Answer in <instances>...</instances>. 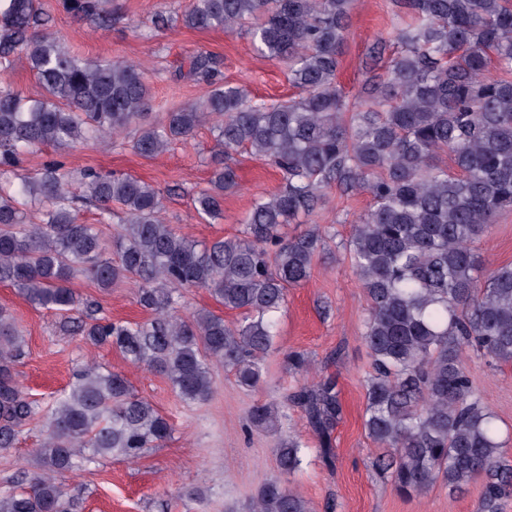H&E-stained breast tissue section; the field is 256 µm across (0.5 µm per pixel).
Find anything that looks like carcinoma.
<instances>
[{
    "label": "carcinoma",
    "instance_id": "1",
    "mask_svg": "<svg viewBox=\"0 0 512 512\" xmlns=\"http://www.w3.org/2000/svg\"><path fill=\"white\" fill-rule=\"evenodd\" d=\"M111 0H63L78 18L101 29L112 23ZM354 0H190L186 27L233 32L250 23L256 50L288 62L296 98L248 100L237 85L212 82L216 58L198 51L188 73L211 83L196 104L150 120V89L138 65L79 58L46 32L37 0L0 4V69L21 61L38 79V99L0 90V282L18 288L34 307L63 320L84 309L80 332L92 345L119 352L131 364L164 375L184 403L212 395L211 362L234 371L238 385L256 387L274 349L276 314L288 289L311 277L329 230L312 224L285 238L281 227L312 216L327 191L367 190L370 208L346 249L363 283L368 316L362 338L375 374L366 384L363 424L385 449L374 466L405 498L436 485L461 493L481 482L476 512H502L512 497V460L495 414L471 379L465 357L476 349L512 362V267L484 276L475 244L495 217L512 209V0H402L411 22L395 27L400 51L367 83L360 105L349 104L336 82ZM496 63L499 75L486 76ZM210 119L225 160L195 208L219 219L224 193L237 186L232 155L245 150L271 161L281 188L254 200L240 234L198 242L162 218L161 193L125 174L86 169L81 197L108 224L122 206L113 239L98 224L78 222L76 194L63 164L29 174L21 156L47 145H108L137 125L135 151L165 153ZM448 155L451 165L437 161ZM114 248L118 260L107 256ZM108 289L129 281L143 322L111 320L71 288L79 275ZM203 288L240 319L203 310L180 316L182 290ZM26 342L13 315L0 308V448L41 421L33 450L39 471L17 473L0 495V512H83L84 497L62 481L113 459L135 464L148 448L171 438L172 424L138 397L120 373L89 361L68 389L43 406L30 399L18 364ZM300 375L301 352L287 355ZM286 407L299 410L333 458L331 434L342 407L336 377L296 387ZM286 414L254 407L251 427L277 431ZM307 445L284 436L276 448L283 475L296 471ZM249 512H307L305 500L280 479L265 482Z\"/></svg>",
    "mask_w": 512,
    "mask_h": 512
}]
</instances>
